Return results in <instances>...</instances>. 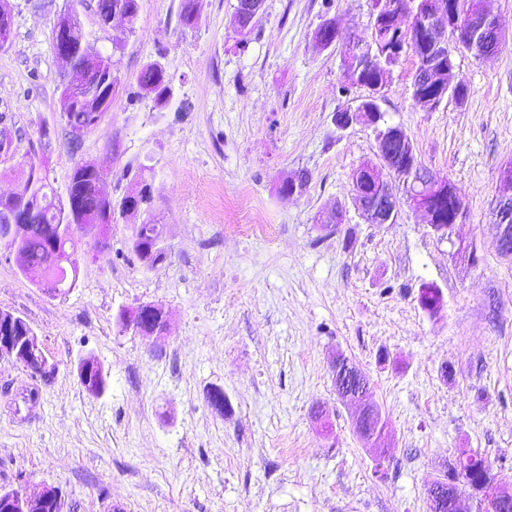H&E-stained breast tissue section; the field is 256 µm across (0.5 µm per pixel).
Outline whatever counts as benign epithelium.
Wrapping results in <instances>:
<instances>
[{
  "label": "benign epithelium",
  "mask_w": 512,
  "mask_h": 512,
  "mask_svg": "<svg viewBox=\"0 0 512 512\" xmlns=\"http://www.w3.org/2000/svg\"><path fill=\"white\" fill-rule=\"evenodd\" d=\"M263 0H238L234 23L242 29L252 26L261 14ZM426 3L420 0L417 12H425V19L418 27L417 41L422 47L418 54L421 74L426 84L433 87L430 92L413 88L416 102L427 109L437 108L449 95L462 97L465 88L455 82L454 64L449 43H454L481 56L484 36L502 42L499 26L486 9L459 17L453 0H437L433 9L425 10ZM410 49L407 41H394L388 46H369L358 43L343 55V67L349 81L367 90V95L346 106L334 116L336 126L347 128L354 123L377 125L383 120L378 104L381 90L387 85L391 67L401 55ZM378 154L381 165L372 163L361 165L353 174L354 203L370 224H393L397 220L400 200L393 192L391 184L383 172L399 177L406 188L405 201L423 212L432 231L442 238L448 237L455 224L465 214V203L455 187L446 178H437L423 167L415 148L399 126L386 125L378 132ZM25 218L24 207L14 212L12 223L0 228V242L16 247V225ZM498 228L497 242L500 253L512 256V195L498 202L496 212ZM121 327L134 333L156 340L169 330V318L165 309L152 303H142L119 314ZM36 365L43 371L55 369V364L47 357L43 344L33 331L19 340L10 336L0 339V360L16 362L20 359ZM86 365L78 369L79 380L91 395L101 392L100 382L91 378L90 368L97 360L88 356ZM337 383L336 389L344 394L343 400L353 409V424L357 434L381 447L384 432L366 430V423L378 416L379 408L370 397L366 385L356 384L349 376L347 368L340 361L333 364ZM468 494L477 504L488 507L493 503L512 500V487L499 480L487 479L478 485V490L465 491L455 480L448 481V505L455 512H463L462 498ZM59 490L46 483L33 489L25 488L15 512H45L51 502H61Z\"/></svg>",
  "instance_id": "benign-epithelium-1"
}]
</instances>
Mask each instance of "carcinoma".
<instances>
[{
	"label": "carcinoma",
	"instance_id": "cac0c4a2",
	"mask_svg": "<svg viewBox=\"0 0 512 512\" xmlns=\"http://www.w3.org/2000/svg\"><path fill=\"white\" fill-rule=\"evenodd\" d=\"M87 2L68 0L63 25L82 29L81 15L88 8ZM118 8L127 15V32L133 33L139 0H94V13L100 20ZM404 37L405 32L382 24L372 27L369 39L381 44ZM11 41V12L7 0H0V49L8 47ZM115 66L116 62L110 55H88L79 45L73 46L70 70L61 80L57 101L61 123L81 120L94 124L108 111L118 86ZM137 82L159 102L169 79L164 69L151 63L141 70ZM142 185L143 181L136 182L121 199L112 201L102 197L94 173L77 163L71 170L66 192L59 196L47 182L40 165L29 163L20 178V190L12 195H0V225L9 222V211L19 203H25L26 219L17 246V261L22 274L31 283L54 293L71 289L79 270L72 226L110 225L125 214V207L129 204L149 211L151 203L143 196ZM155 235L153 222L147 221L139 226L138 242L132 250L140 260L146 259L140 247L151 246Z\"/></svg>",
	"mask_w": 512,
	"mask_h": 512
}]
</instances>
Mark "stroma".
I'll return each instance as SVG.
<instances>
[{
    "mask_svg": "<svg viewBox=\"0 0 512 512\" xmlns=\"http://www.w3.org/2000/svg\"><path fill=\"white\" fill-rule=\"evenodd\" d=\"M13 39L0 49V193L28 161L64 190L76 162H95L121 198L149 183L166 258L132 252L124 218L103 249L77 235L79 280L66 294L33 285L0 245V309L22 317L56 365L48 383L0 360V488L47 483L64 512H429L426 489L458 453L482 454L512 486V258L496 249L497 200L511 191L512 0H484L504 33L493 56L454 54L463 103L433 110L413 99V53L380 94L384 121L401 126L423 165L448 177L466 204L451 239L402 205L392 224L367 223L352 175L377 162L374 128H338L336 112L364 96L341 50L371 33L370 0H264L247 39L237 0H140L120 50L92 11L83 27L114 53L119 88L102 121L71 149L56 112L62 64L51 29L67 0H8ZM333 21L337 40L316 45ZM159 63L174 88L158 106L137 84ZM306 179L282 197V180ZM229 206L218 210V199ZM246 199L267 235L237 231ZM340 210L341 224L323 218ZM443 293L440 318L419 303ZM163 305L160 341L122 331L118 314ZM343 354L368 375L388 420L383 460L353 431L336 393ZM94 356L103 395L77 366ZM221 388L224 415L207 394Z\"/></svg>",
    "mask_w": 512,
    "mask_h": 512,
    "instance_id": "obj_1",
    "label": "stroma"
}]
</instances>
